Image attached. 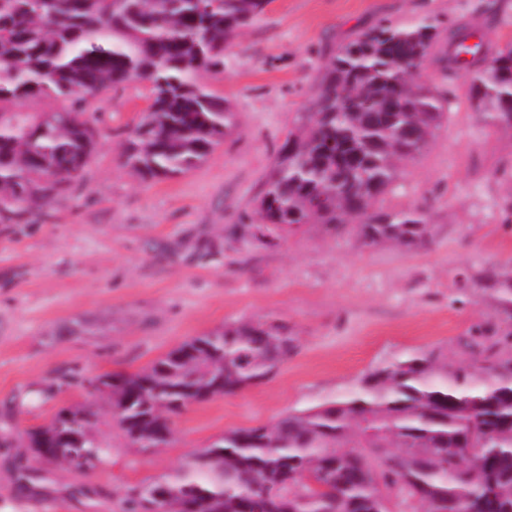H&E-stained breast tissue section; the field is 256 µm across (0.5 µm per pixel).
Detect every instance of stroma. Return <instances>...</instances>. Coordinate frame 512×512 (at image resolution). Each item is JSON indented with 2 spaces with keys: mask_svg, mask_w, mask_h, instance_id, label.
Listing matches in <instances>:
<instances>
[{
  "mask_svg": "<svg viewBox=\"0 0 512 512\" xmlns=\"http://www.w3.org/2000/svg\"><path fill=\"white\" fill-rule=\"evenodd\" d=\"M426 17L476 27L488 54L512 37V0H272L226 51L223 73L203 77L231 104L234 127L200 167L170 179L120 163L148 86L132 80L108 93L84 180L47 218L0 224V512H121L130 488L225 432L344 393L384 359L426 346L465 358L463 340L490 309L458 275L512 259L502 222L512 209V130L476 120L467 73L447 77L438 62L445 40L417 78L446 97L447 118L383 201L390 211L427 208L433 245L368 249L308 224L264 246L235 230L308 105L322 50L383 19ZM261 317L288 325L295 353L264 383L189 407L164 450L132 447L90 385ZM71 373L79 384L59 386ZM83 403L100 411L112 444L104 464L83 473L37 462L24 432ZM21 465L31 475L24 485Z\"/></svg>",
  "mask_w": 512,
  "mask_h": 512,
  "instance_id": "stroma-1",
  "label": "stroma"
}]
</instances>
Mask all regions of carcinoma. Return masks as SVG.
Wrapping results in <instances>:
<instances>
[{
	"label": "carcinoma",
	"mask_w": 512,
	"mask_h": 512,
	"mask_svg": "<svg viewBox=\"0 0 512 512\" xmlns=\"http://www.w3.org/2000/svg\"><path fill=\"white\" fill-rule=\"evenodd\" d=\"M270 0H0V224L44 214L83 180L96 148L87 105L137 78L151 104L131 128L124 165L170 178L202 165L234 112L201 81L224 72L228 50ZM439 38L423 19L383 20L329 49L306 111L279 146L252 211L239 217L273 244L305 224L354 232L364 248L433 240L422 207L376 203L407 163L422 156L447 100L413 76ZM456 24L446 71L474 66L466 99L485 125L512 129V40L479 66L480 44ZM63 99V112H31L35 99ZM480 289L492 319L471 330L469 358L437 347L379 363L343 395L276 421L224 433L175 470L129 490L123 512H512V266L462 273ZM296 349L288 326L247 320L193 337L139 372L103 375L95 390L126 418L122 429L158 443L190 404L268 380ZM77 427L26 433L34 458L57 448L89 470L110 443L88 433L90 406L66 410ZM481 449L483 467L466 454Z\"/></svg>",
	"instance_id": "carcinoma-1"
}]
</instances>
